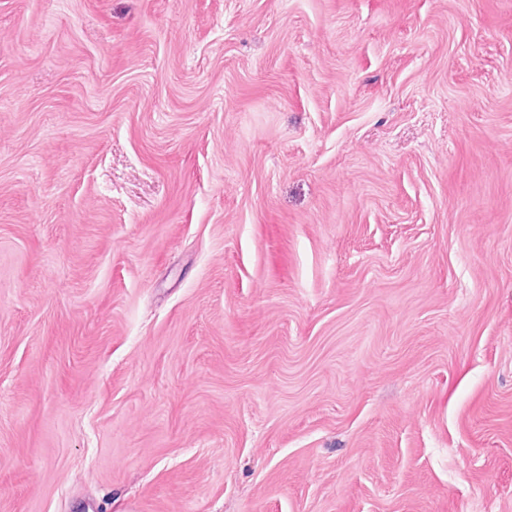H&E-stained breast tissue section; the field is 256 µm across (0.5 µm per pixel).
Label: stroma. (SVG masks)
Returning <instances> with one entry per match:
<instances>
[{
  "label": "stroma",
  "mask_w": 512,
  "mask_h": 512,
  "mask_svg": "<svg viewBox=\"0 0 512 512\" xmlns=\"http://www.w3.org/2000/svg\"><path fill=\"white\" fill-rule=\"evenodd\" d=\"M0 512H512V0H0Z\"/></svg>",
  "instance_id": "35a3bbf8"
}]
</instances>
